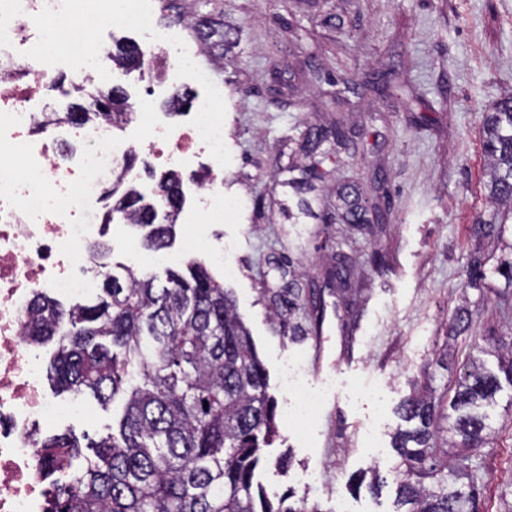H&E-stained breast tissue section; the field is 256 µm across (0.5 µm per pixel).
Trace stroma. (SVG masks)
<instances>
[{
    "label": "stroma",
    "instance_id": "35a3bbf8",
    "mask_svg": "<svg viewBox=\"0 0 512 512\" xmlns=\"http://www.w3.org/2000/svg\"><path fill=\"white\" fill-rule=\"evenodd\" d=\"M198 14L240 25L239 43L214 64L200 54L188 30L181 45L198 52L199 71L168 66L163 81L122 79L130 104L151 97L169 111L174 93L200 105L223 88L224 196L242 215L220 224H198L196 183L208 159L179 170L183 192L171 264L152 263L141 237L133 242L145 265L140 275L164 276L181 267L187 237L196 258L224 248L238 272L216 271L236 302L269 378L278 435L262 451L255 480L268 492H294L318 512H392L394 492L374 497L358 480L371 470L390 476L398 464L391 437L401 421L397 405L414 387L436 394L454 386L465 363L481 359L497 371L496 335L512 342V297L501 296L496 267L502 244L473 236L490 216L484 198L483 116L512 93V0H197ZM336 15L341 27L325 24ZM350 130L354 148L340 150L322 169L319 193L308 215L289 216L288 182L302 163L307 129ZM356 186L376 204L381 221L345 224L336 217V188ZM292 257L304 275L303 290L321 285L323 273L345 258L354 294L329 305L322 330L323 363L313 341L290 339L267 314L265 289L282 284L280 265ZM485 285L468 287L474 261ZM468 296L472 321L454 347L448 325L460 296ZM296 366L304 385H329L303 426L288 419L300 399L286 391ZM89 417L63 420L58 433L99 439L112 430L123 402H85ZM497 434L483 449L477 512L512 506V385H503L491 410ZM291 459L276 467L280 454Z\"/></svg>",
    "mask_w": 512,
    "mask_h": 512
}]
</instances>
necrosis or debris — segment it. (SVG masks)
Instances as JSON below:
<instances>
[{
  "mask_svg": "<svg viewBox=\"0 0 512 512\" xmlns=\"http://www.w3.org/2000/svg\"><path fill=\"white\" fill-rule=\"evenodd\" d=\"M82 16L90 31L120 28L147 43H173L157 27L153 0H0V512H49L52 484L66 469L42 464V435L83 403H60L45 390L42 359L25 328L37 295L64 304L90 297L102 272L90 247L102 236L103 192L114 185L133 144L153 167L182 168L198 156L224 161V119L200 108L172 124L142 99L120 125L40 129L50 104L43 77L56 69L58 30ZM42 79L30 78L28 65Z\"/></svg>",
  "mask_w": 512,
  "mask_h": 512,
  "instance_id": "obj_1",
  "label": "necrosis or debris"
}]
</instances>
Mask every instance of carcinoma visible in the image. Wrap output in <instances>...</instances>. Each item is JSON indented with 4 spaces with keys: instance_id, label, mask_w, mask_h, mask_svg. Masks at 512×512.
<instances>
[{
    "instance_id": "carcinoma-1",
    "label": "carcinoma",
    "mask_w": 512,
    "mask_h": 512,
    "mask_svg": "<svg viewBox=\"0 0 512 512\" xmlns=\"http://www.w3.org/2000/svg\"><path fill=\"white\" fill-rule=\"evenodd\" d=\"M209 54L229 38L231 26L200 18L188 25ZM144 53L133 44L117 49L113 62L129 76L143 65ZM96 108L67 112L65 121L114 122L130 107L120 86L99 92ZM483 153L489 170L491 219L474 225V234L495 238L505 231L499 217L512 213V94L486 113ZM298 210H312L311 181L290 183ZM342 218L364 220L350 186L337 187ZM167 223H156L153 205L128 189L108 207L103 223H128L148 229L145 245L161 251L174 235L178 204L168 203ZM324 287L349 292V273L325 274ZM271 312L288 323L290 338L319 332L325 314L323 297L312 307L310 329L297 321L304 310L302 287L288 271V287L272 293ZM471 309L462 301L448 328L454 342L468 331ZM29 335L39 342L60 336L49 379L62 392L92 394L103 406L125 394L119 431L95 444L94 458L77 468L71 485H56L51 512H318L305 500L285 505L293 494L278 496L254 484L260 448L274 435V403L266 369L250 333L239 319L230 294L196 259L182 271L169 270L163 282L129 274L126 283L104 272L96 300L65 309L39 297ZM501 388L498 373L471 363L455 384L445 412L443 399L423 387L397 407L413 427L395 435L399 462L393 471L395 512H473L477 483H458V472L439 454L438 434L455 438L454 447L479 453L492 436L488 409ZM42 457L54 468H70L80 445L68 436L42 439Z\"/></svg>"
}]
</instances>
